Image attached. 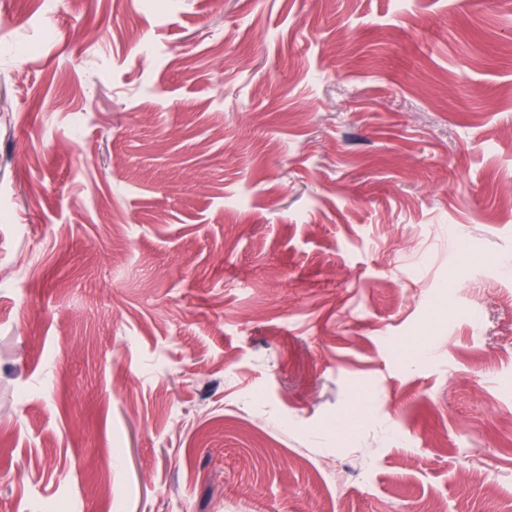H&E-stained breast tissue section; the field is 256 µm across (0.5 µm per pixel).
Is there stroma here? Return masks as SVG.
Masks as SVG:
<instances>
[{
  "instance_id": "35a3bbf8",
  "label": "stroma",
  "mask_w": 512,
  "mask_h": 512,
  "mask_svg": "<svg viewBox=\"0 0 512 512\" xmlns=\"http://www.w3.org/2000/svg\"><path fill=\"white\" fill-rule=\"evenodd\" d=\"M0 512H512V0H0Z\"/></svg>"
}]
</instances>
